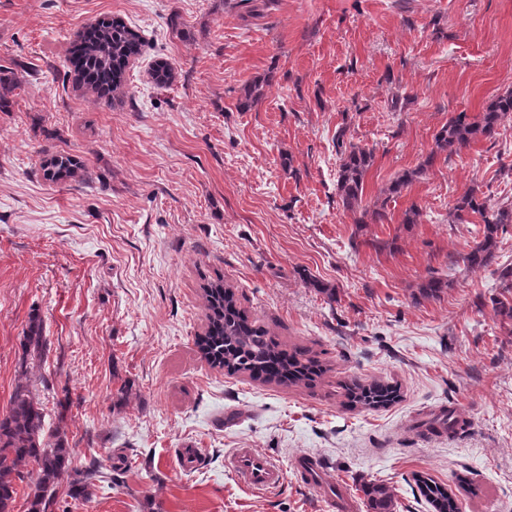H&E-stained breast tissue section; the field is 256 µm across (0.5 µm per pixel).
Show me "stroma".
Wrapping results in <instances>:
<instances>
[{
  "label": "stroma",
  "instance_id": "stroma-1",
  "mask_svg": "<svg viewBox=\"0 0 512 512\" xmlns=\"http://www.w3.org/2000/svg\"><path fill=\"white\" fill-rule=\"evenodd\" d=\"M122 19L146 40L124 96L75 85L84 27ZM172 63L169 86L155 61ZM273 73L240 109L242 87ZM0 414L20 376L31 314L47 338L31 371L47 432L75 466L114 479L71 512H332L329 491L363 500L388 485L396 512H431L423 473L463 512H512V334L489 297L512 264V226L496 266L468 268L478 216L449 211L474 188L512 202V117L496 140L436 152L450 117H479L512 91V0H0ZM373 152L363 204L399 174L381 224L356 223L336 197L335 136ZM69 155L66 182L41 165ZM418 207V223L405 213ZM437 300H414L428 275ZM223 278L283 348L327 366L312 388L283 387L207 364L202 286ZM336 291L328 299L310 287ZM398 384L399 400L351 409L344 382ZM454 409L453 436L423 424ZM202 448L199 467L179 463ZM253 448L283 464L325 462L324 483L253 493L224 455ZM467 478L469 487L459 485ZM449 284L447 280L441 277L430 275L425 278L419 285L414 293L416 300H437L441 298V295L448 288Z\"/></svg>",
  "mask_w": 512,
  "mask_h": 512
}]
</instances>
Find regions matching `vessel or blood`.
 I'll use <instances>...</instances> for the list:
<instances>
[{"mask_svg":"<svg viewBox=\"0 0 512 512\" xmlns=\"http://www.w3.org/2000/svg\"><path fill=\"white\" fill-rule=\"evenodd\" d=\"M224 466L245 488L262 494L279 491L291 476L303 486L317 485L322 482L324 473L315 455L299 456L287 468L252 448L232 449L224 457Z\"/></svg>","mask_w":512,"mask_h":512,"instance_id":"b4317fda","label":"vessel or blood"}]
</instances>
